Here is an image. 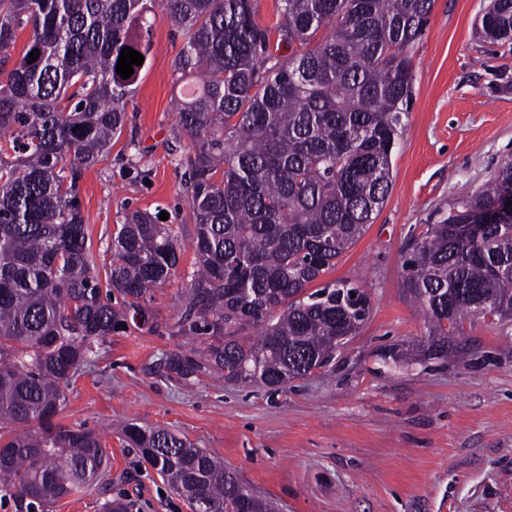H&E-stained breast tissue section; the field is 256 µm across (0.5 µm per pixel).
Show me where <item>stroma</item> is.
<instances>
[{"label": "stroma", "instance_id": "stroma-1", "mask_svg": "<svg viewBox=\"0 0 512 512\" xmlns=\"http://www.w3.org/2000/svg\"><path fill=\"white\" fill-rule=\"evenodd\" d=\"M491 0H434L408 49L412 99L391 158L390 194L373 224L321 275L370 295L368 319L327 366L268 389L214 376L171 378L167 354L196 268L180 162L172 63L181 33L157 16L109 151L84 171L78 200L88 243L109 255L133 210L167 212L183 245L176 274L152 292L153 327L114 336L67 391L56 420L101 431L135 421L164 427L211 454L277 512H512V320L464 319L447 359L426 357L429 323L406 287L405 258L462 192L479 193L512 157V41L480 32ZM392 347L417 361L385 362ZM109 476L66 495L50 512H191L133 448L109 436Z\"/></svg>", "mask_w": 512, "mask_h": 512}]
</instances>
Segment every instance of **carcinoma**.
Listing matches in <instances>:
<instances>
[{
  "label": "carcinoma",
  "mask_w": 512,
  "mask_h": 512,
  "mask_svg": "<svg viewBox=\"0 0 512 512\" xmlns=\"http://www.w3.org/2000/svg\"><path fill=\"white\" fill-rule=\"evenodd\" d=\"M147 0H0V498L14 512L53 502L105 473L99 434L53 422L66 390L142 301L175 275L181 245L148 212L124 217L100 278L75 188L121 133L127 88L117 74ZM279 45L254 0H161L184 41L173 61L181 163L197 277L169 373L220 374L275 391L324 367L368 318L369 294L338 281L308 286L355 244L391 190V157L408 111V47L434 0H278ZM32 36L13 66L20 28ZM324 39L312 43L320 29ZM512 40V0L481 19ZM39 50L38 60L27 62ZM512 190V159L462 196L405 260L407 290L445 356L466 317H512V215L466 229ZM255 337L239 338L246 328ZM122 441L191 512H274L208 453L159 427L127 422Z\"/></svg>",
  "instance_id": "carcinoma-1"
}]
</instances>
